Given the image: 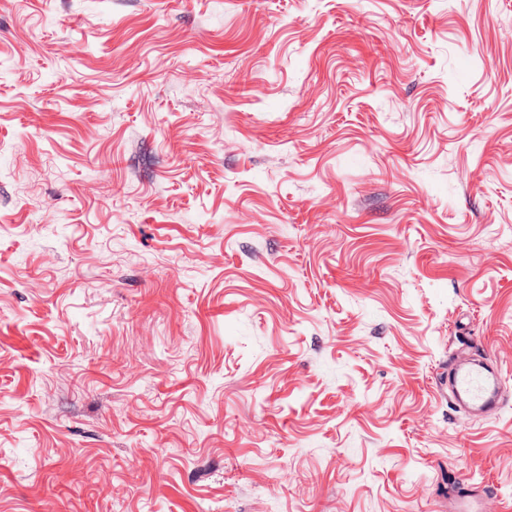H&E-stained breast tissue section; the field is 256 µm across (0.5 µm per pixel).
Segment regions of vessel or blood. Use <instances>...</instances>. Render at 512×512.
<instances>
[{"label": "vessel or blood", "instance_id": "vessel-or-blood-1", "mask_svg": "<svg viewBox=\"0 0 512 512\" xmlns=\"http://www.w3.org/2000/svg\"><path fill=\"white\" fill-rule=\"evenodd\" d=\"M502 383L499 369L484 360L460 359L448 374L453 398L470 416L498 409Z\"/></svg>", "mask_w": 512, "mask_h": 512}]
</instances>
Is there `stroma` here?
<instances>
[{"instance_id": "1", "label": "stroma", "mask_w": 512, "mask_h": 512, "mask_svg": "<svg viewBox=\"0 0 512 512\" xmlns=\"http://www.w3.org/2000/svg\"><path fill=\"white\" fill-rule=\"evenodd\" d=\"M512 0H0V512H512ZM502 383V373L485 360L461 358L448 373V389L469 417L499 408Z\"/></svg>"}]
</instances>
